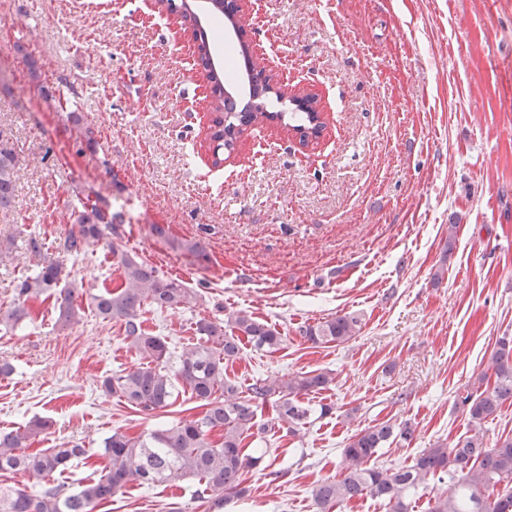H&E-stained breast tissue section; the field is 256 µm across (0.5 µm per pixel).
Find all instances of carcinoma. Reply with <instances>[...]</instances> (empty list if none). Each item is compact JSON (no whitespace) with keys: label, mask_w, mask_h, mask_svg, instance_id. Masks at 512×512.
Listing matches in <instances>:
<instances>
[{"label":"carcinoma","mask_w":512,"mask_h":512,"mask_svg":"<svg viewBox=\"0 0 512 512\" xmlns=\"http://www.w3.org/2000/svg\"><path fill=\"white\" fill-rule=\"evenodd\" d=\"M248 93L224 94L220 76H211V106L215 113L210 140L216 143L214 164L221 161L220 149L232 148L244 128L273 119L266 108L268 93L250 67H245ZM79 133V143L94 149V130L79 112L67 114ZM20 153L0 135V209L14 206L16 182L20 178ZM122 214L98 203H86L56 247L52 256L38 235L25 241L26 254L36 262L34 274L20 278L12 303L0 307V329L13 328L31 317L28 302L41 295L56 297L57 323L70 327L79 323L81 308L74 304L76 281L63 263L78 257L91 246L103 243L120 256L123 283L118 291L93 297L98 315L122 323L125 339L143 360L138 367L122 370L102 379L107 396L116 395L132 410L146 416L173 405L180 390L204 407L202 416L147 434L134 436L116 430L103 441L106 465L99 476L66 492L61 485H43L29 492L24 488H0V512H96L112 502L130 483L154 485L176 483L186 477L198 479L196 499L208 505V512H223L231 496H241L245 473L259 467L262 456L247 447L245 440H265L275 429L298 432L313 415L314 408L301 402L309 393L327 389L334 381L329 371H309L288 377L259 378L244 388L226 374V366L241 354L242 340L258 350H273L283 337L270 325L260 322L247 310L224 311V317L201 318L195 322L198 342L179 354L167 342L147 332L141 315L145 308L176 311L193 308L199 296L177 278H161L155 269L122 249ZM172 247L209 261L202 240L182 238ZM361 329V320L352 314L336 316L301 329L314 345L350 340ZM512 401V338L500 337L488 368L477 379V387L456 396L455 407L468 418L469 429L451 446L440 444L422 451L413 465L383 469L371 465L378 450L394 441L411 443L415 428L403 422L374 425L350 438L342 451V477L324 480L312 490L321 512L369 496L386 503L389 512H409L410 499L429 484H447L428 501V512H512V437L486 441L483 425L500 416ZM272 403L273 417L257 421L258 409ZM52 425L35 418L24 427L0 435V471L50 478L75 460L88 459L81 444L70 442L60 448L30 450L35 438ZM222 432V439L212 433Z\"/></svg>","instance_id":"1"}]
</instances>
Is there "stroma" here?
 <instances>
[{
    "instance_id": "stroma-1",
    "label": "stroma",
    "mask_w": 512,
    "mask_h": 512,
    "mask_svg": "<svg viewBox=\"0 0 512 512\" xmlns=\"http://www.w3.org/2000/svg\"><path fill=\"white\" fill-rule=\"evenodd\" d=\"M253 57L290 88L318 95L323 132L301 145L272 120L248 128L212 164L210 89L197 43L149 0H0V130L28 167L15 204L0 212V305L32 273L29 234L55 248L73 214L97 194L124 215L123 246L200 302L143 312L172 349L195 342V322L246 309L284 337L277 351L244 345L227 372L242 385L321 369L335 377L310 395L332 406L296 435L273 438L264 468L224 512H317L314 486L338 479L343 448L362 429L410 422L411 443L381 448L379 467H407L424 449L455 442L468 420L455 396L512 336V0H247ZM41 70L29 76L30 61ZM82 114L96 149L66 119ZM169 228V239L152 225ZM202 239L209 264L176 251ZM84 290L78 325L57 324L54 298L0 331V433L34 417L52 422L38 448L82 444L55 483L76 490L103 466L112 431L141 433L200 416L180 394L139 416L100 390L139 366L119 322L93 295L122 282L103 245L66 260ZM361 318L357 336L314 346L301 326ZM196 479L130 484L101 512H205Z\"/></svg>"
}]
</instances>
